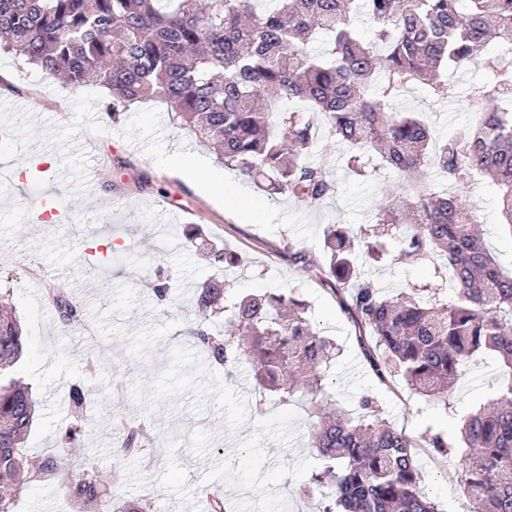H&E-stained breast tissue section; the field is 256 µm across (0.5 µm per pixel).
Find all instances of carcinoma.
<instances>
[{"mask_svg": "<svg viewBox=\"0 0 512 512\" xmlns=\"http://www.w3.org/2000/svg\"><path fill=\"white\" fill-rule=\"evenodd\" d=\"M0 0V40L15 57L73 88L107 91L112 116L152 100L171 123L264 191L319 204L335 193L328 172L309 160L318 139L345 145L349 169L376 180L389 171L406 179L377 223L417 261L441 253L452 294L441 285L388 296L357 268L353 256L375 260L370 230L331 224L329 262L301 252L313 278L328 285L358 330L361 354L381 382L397 370L408 387L448 403L449 384L485 351L504 368L490 404L467 415L459 473L471 512H512V272L497 262L483 225L458 197L425 187L437 170L456 186L489 182L502 224L512 231V0ZM372 23L365 33L355 23ZM496 48L486 55L489 44ZM477 65L489 83L469 106L482 114L435 143L413 112H395L400 94L422 85L429 94H457L447 71ZM229 283L211 280L197 297L201 316L226 311ZM62 325L82 321L81 307L58 288L46 291ZM180 335L229 373L249 356L259 388L283 403L299 397L316 418L312 448L324 461L304 492L321 495L322 512H438L419 488L417 443L395 431L371 399L353 415L336 406L325 378L335 356L293 292L250 294L233 304L224 327L200 320ZM14 313L0 303V512H13L20 485L55 477L56 462L36 465L24 452L35 420L31 388L9 376L24 354ZM68 400L82 432L87 391ZM146 433L130 427L117 448L122 464L143 451ZM80 506L112 512L110 494L87 470L71 480Z\"/></svg>", "mask_w": 512, "mask_h": 512, "instance_id": "carcinoma-1", "label": "carcinoma"}]
</instances>
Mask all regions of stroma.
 Masks as SVG:
<instances>
[{"label": "stroma", "instance_id": "1", "mask_svg": "<svg viewBox=\"0 0 512 512\" xmlns=\"http://www.w3.org/2000/svg\"><path fill=\"white\" fill-rule=\"evenodd\" d=\"M451 79L460 88L453 99L430 96L417 86L398 100L440 139L470 121L468 96L485 82L482 70L468 68L454 72ZM75 95V89L0 51V100L21 103L53 122L56 105L69 104ZM98 118L108 132L99 137L90 165L103 167L101 185L98 193L72 200V219L46 225L32 220L24 188L15 177L18 160H10L0 176V286L10 291L27 342L13 374L23 378L38 401L26 451L36 461L55 456L59 468L54 480L23 486L15 496L14 512H76L69 482L83 467L109 488L115 502L146 499L153 512H164L171 504L179 512H207V501L216 493L228 503L236 499V492L221 483L200 486L209 464L187 448L193 430L218 428L213 409L193 413L188 398L182 397L147 417L138 414L128 398L132 379H152L166 367L176 332L198 319L196 288L211 277L228 279L226 297L231 303L247 294L284 288L305 301L307 318L336 343L328 383L339 407L354 412L361 399L372 398L396 431L414 440L438 433L461 446L464 416L487 403L497 388L501 365L495 353L478 355L445 402L414 393L398 376L381 383L360 353L352 320L329 287L315 282L292 257L301 250L310 261H325L323 245L301 241L286 229L264 232L216 207L190 181L157 170L118 135L129 112L112 118L102 111ZM345 152L344 146L323 141L311 152L336 185L331 199L313 206L276 196L273 204H288L321 227L373 223L384 197L399 193L404 178L393 173L377 183L357 177L345 166ZM459 194L479 215L500 264L512 268V234L501 226L494 189L483 183L460 189ZM191 230L212 245L233 250L240 265L209 264L202 248L187 242L185 234ZM440 264L436 256L416 262L391 256L366 262L364 270L392 295L432 280ZM163 275L170 285L165 301L154 292ZM51 285L63 286L81 304L83 324L61 327L45 297ZM79 383L88 391L87 426L66 448L62 435L73 420L67 394ZM133 423L147 434L144 451L139 459L116 465L112 450ZM417 464L419 487L438 512H470L472 502L457 463L422 448Z\"/></svg>", "mask_w": 512, "mask_h": 512}]
</instances>
